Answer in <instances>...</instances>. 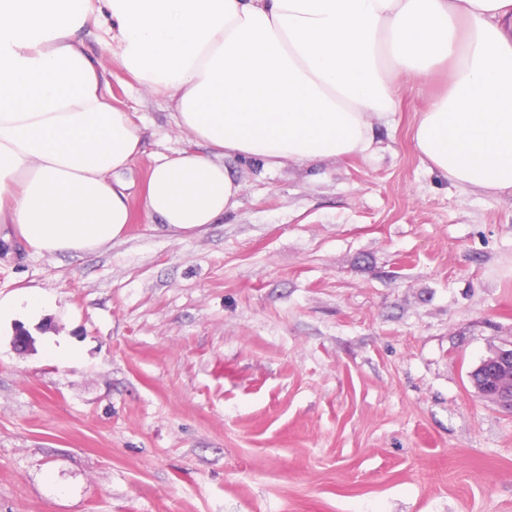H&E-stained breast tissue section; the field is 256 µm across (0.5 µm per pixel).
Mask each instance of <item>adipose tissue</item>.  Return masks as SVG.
Masks as SVG:
<instances>
[{"label":"adipose tissue","mask_w":512,"mask_h":512,"mask_svg":"<svg viewBox=\"0 0 512 512\" xmlns=\"http://www.w3.org/2000/svg\"><path fill=\"white\" fill-rule=\"evenodd\" d=\"M95 14L110 16L123 68L205 146L149 172L144 210L165 229L237 206L225 159L367 152L398 76L446 62L413 146L460 189L512 194V0H0V224L33 252H94L132 221L119 173L142 135L77 38Z\"/></svg>","instance_id":"ef3b65f1"}]
</instances>
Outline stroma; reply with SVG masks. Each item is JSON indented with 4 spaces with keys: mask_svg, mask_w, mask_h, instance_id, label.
<instances>
[{
    "mask_svg": "<svg viewBox=\"0 0 512 512\" xmlns=\"http://www.w3.org/2000/svg\"><path fill=\"white\" fill-rule=\"evenodd\" d=\"M108 28L80 38L142 129L133 219L92 253H0V297L47 300L0 322V512H512V415L469 378L512 348V195L415 151L446 74L406 79L363 155L227 160L237 207L184 234L142 188L199 144Z\"/></svg>",
    "mask_w": 512,
    "mask_h": 512,
    "instance_id": "stroma-1",
    "label": "stroma"
}]
</instances>
